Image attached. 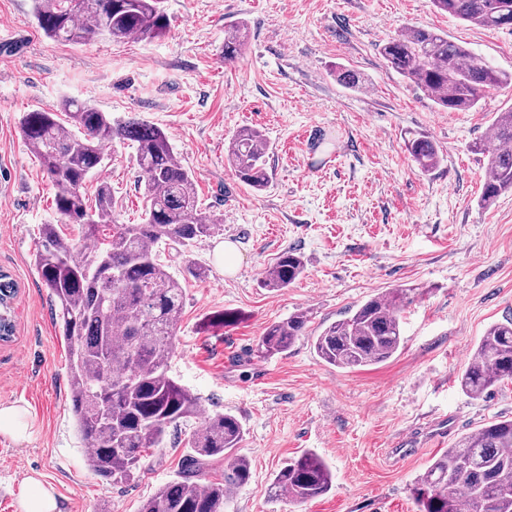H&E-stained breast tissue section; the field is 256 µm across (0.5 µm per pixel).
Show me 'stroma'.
<instances>
[{
    "instance_id": "stroma-1",
    "label": "stroma",
    "mask_w": 512,
    "mask_h": 512,
    "mask_svg": "<svg viewBox=\"0 0 512 512\" xmlns=\"http://www.w3.org/2000/svg\"><path fill=\"white\" fill-rule=\"evenodd\" d=\"M165 36L80 44L48 39L32 0H0V271L19 287L15 333L0 343V404L30 414V436L0 435V512H21L23 481L53 489L59 512H139L173 480L192 419L169 429L138 479L112 484L87 467L70 412L68 356L54 304L33 265L43 224L55 221L54 189L22 138L25 113L74 97L160 127L192 171L219 233L192 246L161 247L160 261L186 300L169 373L201 397L206 413L232 412L246 432L240 452L253 478L228 512H417L412 488L441 453L419 441L393 461L392 442L442 415L449 440L512 418V383L473 400L457 376L485 329L512 317V193L478 204L485 159L473 142L512 108V87L467 112H443L389 68L381 48L411 27L446 33L499 70L512 72V31L487 30L437 12L431 0H164ZM246 30L225 63V29ZM355 71L358 88L336 79ZM266 142L269 185L256 191L228 165L239 128ZM429 136L442 157L420 173L405 142ZM112 186L120 223L144 218L143 181L129 143L114 142L89 177ZM240 253L236 274L221 244ZM305 267L288 288H265L285 251ZM205 269L197 278L189 264ZM394 288L403 344L387 362L326 364L313 338L368 299ZM310 324L288 354L261 358L264 328L298 312ZM226 312L233 320L214 324ZM316 452L332 490L296 507L267 487L287 460Z\"/></svg>"
}]
</instances>
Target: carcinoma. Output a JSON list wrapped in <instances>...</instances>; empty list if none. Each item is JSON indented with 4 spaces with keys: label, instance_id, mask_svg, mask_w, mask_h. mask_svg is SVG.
I'll list each match as a JSON object with an SVG mask.
<instances>
[{
    "label": "carcinoma",
    "instance_id": "carcinoma-1",
    "mask_svg": "<svg viewBox=\"0 0 512 512\" xmlns=\"http://www.w3.org/2000/svg\"><path fill=\"white\" fill-rule=\"evenodd\" d=\"M433 6L464 22L501 29L512 21V0H432ZM33 17L48 38L82 43L104 36L112 41L163 36L168 18L162 0H33ZM245 35L224 32V61L240 56ZM388 66L428 94L448 112L480 106L491 91L512 86L504 73L469 48L426 28L408 29L381 49ZM20 129L54 189L60 220L81 227L74 240L57 225L42 227L34 266L54 299L70 370L71 411L86 464L95 475L124 484L142 468L149 450L160 448L168 429L203 414L201 398L169 375V361L185 304V290L157 259L162 242L188 246L218 231L202 212L192 173L177 158L165 132L144 120H114L84 102L63 99L26 113ZM135 147L144 181V223L121 224L112 187L98 184L95 206L85 184L102 167L106 147L116 141ZM418 170L426 174L441 157L424 134L407 140ZM486 159L479 203L491 205L512 191V109L498 113L489 135L473 144ZM263 135L237 130L226 159L255 190L270 179ZM294 251L278 257L264 277L280 290L302 273ZM406 293L395 289L373 297L350 316L315 337L318 357L337 368L378 365L402 343L399 306ZM304 312L268 325L257 343L262 357L284 354L306 335ZM461 390L481 399L512 383V318L491 324L458 375ZM241 420L231 413L205 417L186 441L188 454L176 479L160 486L140 512H226L234 491L252 472L238 449ZM224 475H211L212 465ZM333 473L316 453L291 459L269 485L275 499L302 505L328 493ZM413 499L418 512H512V419L491 421L461 436L417 479Z\"/></svg>",
    "mask_w": 512,
    "mask_h": 512
}]
</instances>
